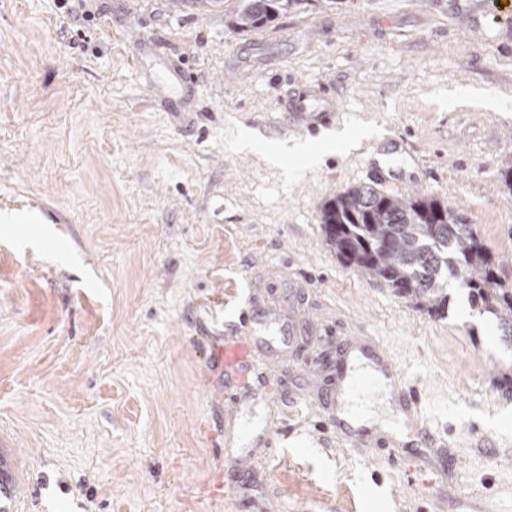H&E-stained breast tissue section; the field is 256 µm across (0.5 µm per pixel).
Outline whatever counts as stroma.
Listing matches in <instances>:
<instances>
[{
	"mask_svg": "<svg viewBox=\"0 0 512 512\" xmlns=\"http://www.w3.org/2000/svg\"><path fill=\"white\" fill-rule=\"evenodd\" d=\"M238 2L88 0L74 19L68 0H0L7 512H512V395L496 384L512 351L495 320L453 280L443 316L417 310L343 264L320 223L402 145L417 162L381 192L448 203L512 286V18L494 0H308L237 32ZM174 64L192 81L155 95L145 75ZM302 81L342 98L315 135L278 126ZM246 132L256 152L239 150ZM295 142L323 158L262 161ZM242 311L282 325L252 348L284 364L259 397L210 358ZM351 336L390 354L453 443L437 478L421 481L415 449L362 458L323 424V374ZM273 418L272 447L233 464L231 430ZM220 481L238 496L213 497Z\"/></svg>",
	"mask_w": 512,
	"mask_h": 512,
	"instance_id": "stroma-1",
	"label": "stroma"
}]
</instances>
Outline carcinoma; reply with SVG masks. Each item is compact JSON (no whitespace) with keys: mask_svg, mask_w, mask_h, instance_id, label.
I'll return each instance as SVG.
<instances>
[{"mask_svg":"<svg viewBox=\"0 0 512 512\" xmlns=\"http://www.w3.org/2000/svg\"><path fill=\"white\" fill-rule=\"evenodd\" d=\"M298 0H240L229 15L239 31L260 29ZM326 244L347 266L393 288L429 314L448 305V280H457L480 313L498 320L500 341L512 349V289L495 271L473 227L432 197L399 199L370 186L336 194L322 212Z\"/></svg>","mask_w":512,"mask_h":512,"instance_id":"obj_1","label":"carcinoma"}]
</instances>
